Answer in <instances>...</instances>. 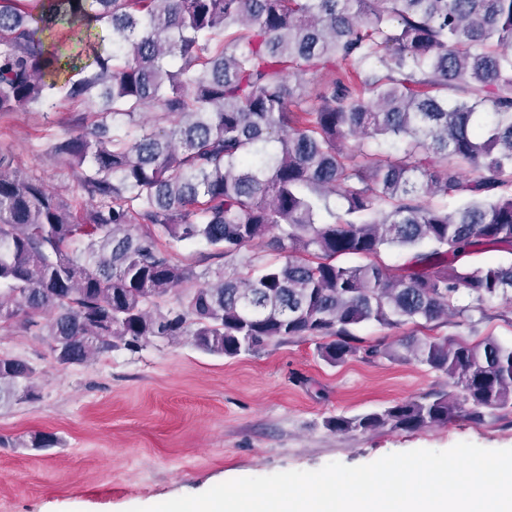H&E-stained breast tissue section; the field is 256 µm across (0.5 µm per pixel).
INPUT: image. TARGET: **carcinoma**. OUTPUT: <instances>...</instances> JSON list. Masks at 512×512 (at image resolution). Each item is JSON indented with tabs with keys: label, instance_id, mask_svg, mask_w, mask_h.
Instances as JSON below:
<instances>
[{
	"label": "carcinoma",
	"instance_id": "cac0c4a2",
	"mask_svg": "<svg viewBox=\"0 0 512 512\" xmlns=\"http://www.w3.org/2000/svg\"><path fill=\"white\" fill-rule=\"evenodd\" d=\"M101 24L107 46L92 37ZM58 92L99 114L46 147L88 205L0 164L1 325L47 314L61 365L152 337L229 358L315 338L330 364L413 359L451 380L327 420L336 432L512 407V345L358 334L433 331L462 313V294L473 326L486 303L512 301V261L456 266L487 247L512 253V0H0V112ZM348 137L378 150L347 156ZM159 230L205 243L224 267L195 275ZM268 236L279 258L244 254ZM393 248L406 266L379 261ZM35 378L0 356V406L34 398Z\"/></svg>",
	"mask_w": 512,
	"mask_h": 512
}]
</instances>
